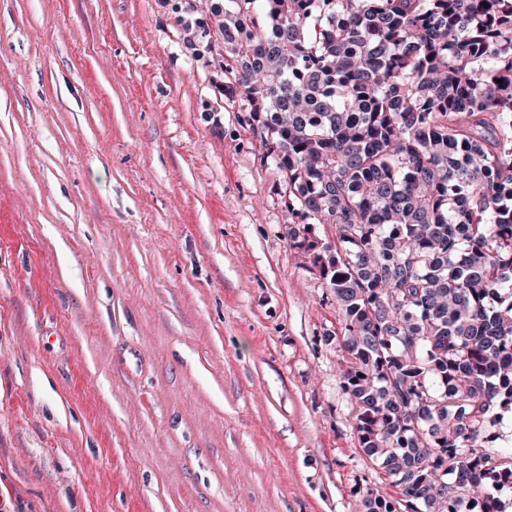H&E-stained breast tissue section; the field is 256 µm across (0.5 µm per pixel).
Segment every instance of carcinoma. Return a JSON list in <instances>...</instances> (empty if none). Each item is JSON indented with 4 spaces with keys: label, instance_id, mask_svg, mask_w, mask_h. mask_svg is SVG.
Wrapping results in <instances>:
<instances>
[{
    "label": "carcinoma",
    "instance_id": "1",
    "mask_svg": "<svg viewBox=\"0 0 512 512\" xmlns=\"http://www.w3.org/2000/svg\"><path fill=\"white\" fill-rule=\"evenodd\" d=\"M186 3L193 57L286 179L290 243L341 311L360 448L398 497L507 512L512 448V0ZM321 231H316V228Z\"/></svg>",
    "mask_w": 512,
    "mask_h": 512
}]
</instances>
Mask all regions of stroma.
<instances>
[{
  "label": "stroma",
  "instance_id": "obj_1",
  "mask_svg": "<svg viewBox=\"0 0 512 512\" xmlns=\"http://www.w3.org/2000/svg\"><path fill=\"white\" fill-rule=\"evenodd\" d=\"M185 0H0V512H362L329 289Z\"/></svg>",
  "mask_w": 512,
  "mask_h": 512
}]
</instances>
